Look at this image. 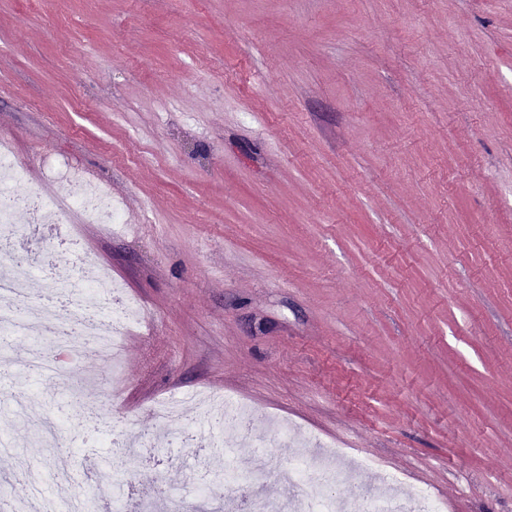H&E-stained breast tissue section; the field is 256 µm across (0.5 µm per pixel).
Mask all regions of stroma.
Listing matches in <instances>:
<instances>
[{"instance_id": "1", "label": "stroma", "mask_w": 512, "mask_h": 512, "mask_svg": "<svg viewBox=\"0 0 512 512\" xmlns=\"http://www.w3.org/2000/svg\"><path fill=\"white\" fill-rule=\"evenodd\" d=\"M19 195L74 168L133 226L39 224L18 251L33 298L108 268L143 307L120 380L91 355L68 382L0 368V512L29 474L60 512L113 488L249 512L286 488L228 487L219 460L272 468L341 441L351 506L400 478L449 512H512V0H0V141ZM247 402L173 430L155 402ZM302 435L281 438L277 421ZM145 436L128 464L103 435Z\"/></svg>"}]
</instances>
